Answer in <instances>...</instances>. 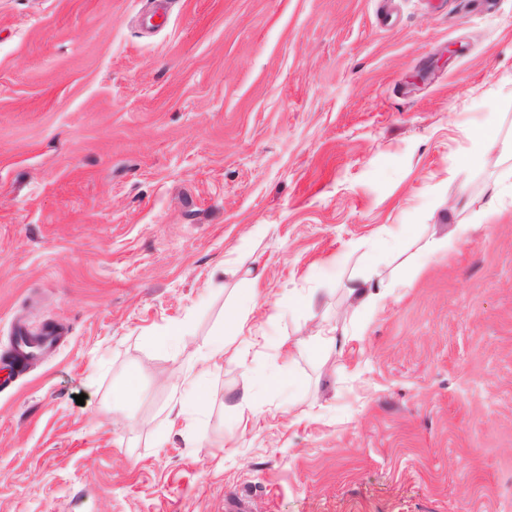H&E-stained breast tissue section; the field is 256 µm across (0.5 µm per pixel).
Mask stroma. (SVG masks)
I'll list each match as a JSON object with an SVG mask.
<instances>
[{"instance_id":"1","label":"stroma","mask_w":512,"mask_h":512,"mask_svg":"<svg viewBox=\"0 0 512 512\" xmlns=\"http://www.w3.org/2000/svg\"><path fill=\"white\" fill-rule=\"evenodd\" d=\"M167 2L0 0V512H512V0ZM468 224L456 225L454 234H448L446 237L438 238L435 233L427 237L422 252L427 257H435L446 251L454 249L461 241V236L466 233ZM255 298L254 293H248L239 298L235 307L225 317L222 332L209 342L205 352L206 361L217 366L224 359V354L228 351V337L241 336L244 333L247 313L252 305H255Z\"/></svg>"}]
</instances>
